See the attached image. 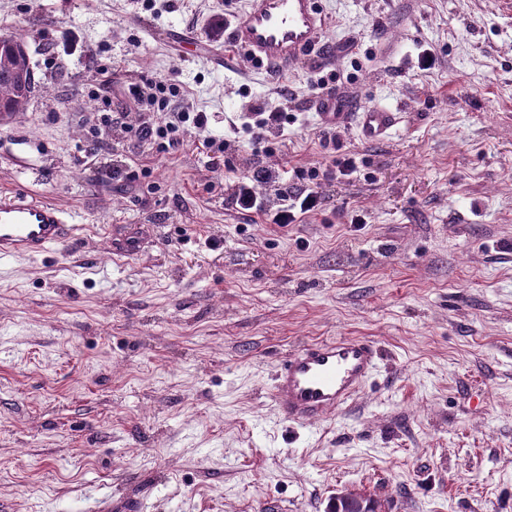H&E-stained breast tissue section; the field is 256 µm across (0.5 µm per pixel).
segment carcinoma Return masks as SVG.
<instances>
[{
  "label": "carcinoma",
  "instance_id": "cac0c4a2",
  "mask_svg": "<svg viewBox=\"0 0 512 512\" xmlns=\"http://www.w3.org/2000/svg\"><path fill=\"white\" fill-rule=\"evenodd\" d=\"M0 49L10 65L0 69V113L27 111L38 90L35 74L26 56L23 36L18 33L0 36Z\"/></svg>",
  "mask_w": 512,
  "mask_h": 512
}]
</instances>
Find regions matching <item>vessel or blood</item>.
Segmentation results:
<instances>
[{"label":"vessel or blood","instance_id":"obj_1","mask_svg":"<svg viewBox=\"0 0 512 512\" xmlns=\"http://www.w3.org/2000/svg\"><path fill=\"white\" fill-rule=\"evenodd\" d=\"M326 18L319 0H243L227 40L253 67L288 68L319 41ZM399 112L376 106L362 112L364 138L379 140L398 125ZM78 229L58 205L31 191L0 198V261L38 258L72 240ZM379 348L369 339L340 336L298 345L285 355L269 390L275 411L306 427L346 409L376 371Z\"/></svg>","mask_w":512,"mask_h":512}]
</instances>
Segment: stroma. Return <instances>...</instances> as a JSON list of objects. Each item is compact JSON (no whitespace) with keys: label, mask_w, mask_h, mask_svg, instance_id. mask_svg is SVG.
Here are the masks:
<instances>
[{"label":"stroma","mask_w":512,"mask_h":512,"mask_svg":"<svg viewBox=\"0 0 512 512\" xmlns=\"http://www.w3.org/2000/svg\"><path fill=\"white\" fill-rule=\"evenodd\" d=\"M321 7L320 50L275 75L215 31L236 0H0L39 83L0 127V192L80 226L0 265V512H325L344 487L397 512H512V0ZM140 79L209 113L224 154L192 130L175 152L116 134L134 179L83 165L81 113L126 111ZM320 79L350 114L335 143ZM384 104L402 123L365 141L359 112ZM259 105L293 115L266 147L244 130ZM348 155L298 223H267L283 201L264 185L263 211L231 202L253 167L302 188ZM126 227L140 248L113 255ZM336 336L379 346L373 377L348 409L283 422L277 364ZM336 167V171H335ZM356 169V159L352 156H346L342 160L333 161V165H326L323 168L313 169L308 174V180L313 184H321L322 181H331L339 174L340 176H349ZM315 181V182H314Z\"/></svg>","instance_id":"35a3bbf8"}]
</instances>
